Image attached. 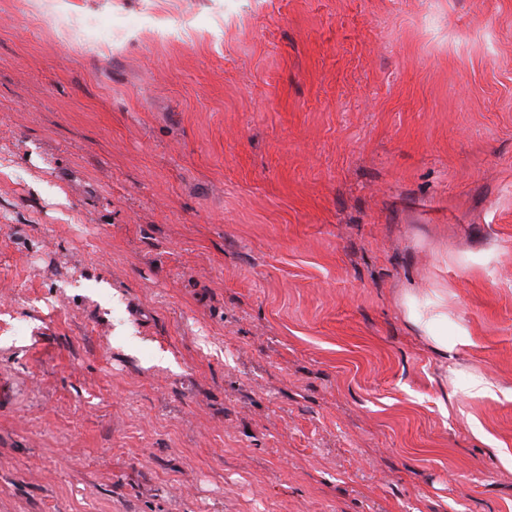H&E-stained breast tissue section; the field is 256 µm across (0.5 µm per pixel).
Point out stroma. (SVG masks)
Wrapping results in <instances>:
<instances>
[{
  "mask_svg": "<svg viewBox=\"0 0 512 512\" xmlns=\"http://www.w3.org/2000/svg\"><path fill=\"white\" fill-rule=\"evenodd\" d=\"M0 512H512V0H0ZM408 317L412 325L424 333L435 350L448 355V351L452 350L453 345L448 344V333L443 332L437 326L439 323H446L448 325L447 313L441 312L426 316L411 308Z\"/></svg>",
  "mask_w": 512,
  "mask_h": 512,
  "instance_id": "obj_1",
  "label": "stroma"
}]
</instances>
